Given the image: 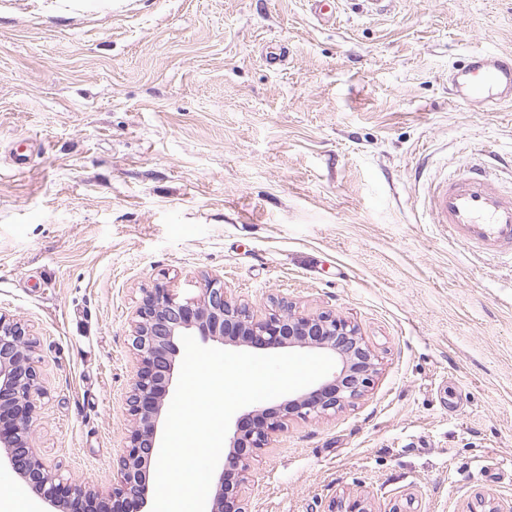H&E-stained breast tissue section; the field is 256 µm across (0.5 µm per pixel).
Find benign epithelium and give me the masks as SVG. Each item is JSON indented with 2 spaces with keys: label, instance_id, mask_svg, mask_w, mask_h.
<instances>
[{
  "label": "benign epithelium",
  "instance_id": "benign-epithelium-1",
  "mask_svg": "<svg viewBox=\"0 0 512 512\" xmlns=\"http://www.w3.org/2000/svg\"><path fill=\"white\" fill-rule=\"evenodd\" d=\"M185 334L223 345L258 350L308 349L329 355L336 370L316 388L284 400L275 408L245 414L252 427L237 426L229 438L227 461L235 470L213 481L210 512H246L241 489L248 482L251 460L271 437L288 429L292 417L331 416L368 392L376 372V356L351 322L331 313L299 315L285 304L264 316L229 298L224 286L205 281L198 297L182 299L158 283L136 311L131 347L139 367L128 397L134 426L118 460L117 481L106 497L70 485L52 471L29 441L36 398L43 395L34 359L35 345L25 328L0 315V449L11 469L51 507V512H129L149 502V475L157 448L159 425L166 418ZM329 512H371L361 497L333 501Z\"/></svg>",
  "mask_w": 512,
  "mask_h": 512
}]
</instances>
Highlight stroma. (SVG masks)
Wrapping results in <instances>:
<instances>
[{
  "label": "stroma",
  "instance_id": "obj_1",
  "mask_svg": "<svg viewBox=\"0 0 512 512\" xmlns=\"http://www.w3.org/2000/svg\"><path fill=\"white\" fill-rule=\"evenodd\" d=\"M476 49L512 51V0L326 25L309 0H0V313L36 342L46 464L111 492L136 311L211 278L376 355L367 395L258 450L246 512L512 506V266L449 241L417 177L475 158L512 193V109L448 93Z\"/></svg>",
  "mask_w": 512,
  "mask_h": 512
}]
</instances>
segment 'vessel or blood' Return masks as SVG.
<instances>
[{
	"label": "vessel or blood",
	"instance_id": "b4317fda",
	"mask_svg": "<svg viewBox=\"0 0 512 512\" xmlns=\"http://www.w3.org/2000/svg\"><path fill=\"white\" fill-rule=\"evenodd\" d=\"M448 91L463 105H512V52H471L451 73ZM425 207L451 240L473 251L512 257V198L479 166H470L461 179H432Z\"/></svg>",
	"mask_w": 512,
	"mask_h": 512
}]
</instances>
